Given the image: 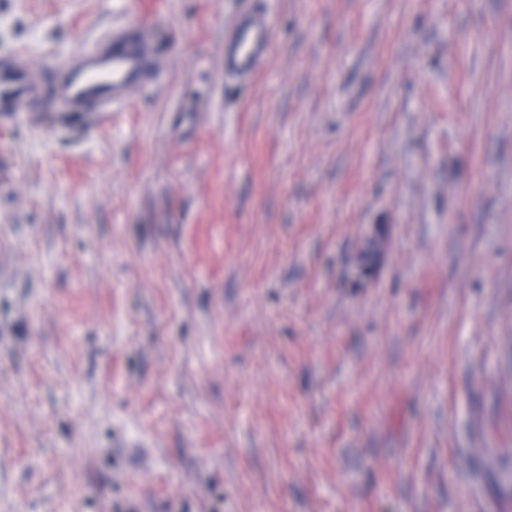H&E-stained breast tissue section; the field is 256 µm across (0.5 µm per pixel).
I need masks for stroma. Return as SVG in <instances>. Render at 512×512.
<instances>
[{
    "label": "stroma",
    "instance_id": "1",
    "mask_svg": "<svg viewBox=\"0 0 512 512\" xmlns=\"http://www.w3.org/2000/svg\"><path fill=\"white\" fill-rule=\"evenodd\" d=\"M135 23L109 117L0 122V512H498L512 0H0V55ZM272 49L270 25L263 12L243 13L224 33V73L239 78L254 74Z\"/></svg>",
    "mask_w": 512,
    "mask_h": 512
}]
</instances>
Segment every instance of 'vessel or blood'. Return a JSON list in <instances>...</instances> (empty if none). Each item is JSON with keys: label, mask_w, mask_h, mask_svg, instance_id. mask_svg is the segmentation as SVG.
<instances>
[{"label": "vessel or blood", "mask_w": 512, "mask_h": 512, "mask_svg": "<svg viewBox=\"0 0 512 512\" xmlns=\"http://www.w3.org/2000/svg\"><path fill=\"white\" fill-rule=\"evenodd\" d=\"M272 49L264 13H243L224 35V72L239 78L254 74ZM149 43L142 29L112 40L95 42L53 80L55 101L68 109L111 112L141 87L151 74ZM44 84L36 70L0 57V117L25 111L42 97Z\"/></svg>", "instance_id": "b4317fda"}]
</instances>
